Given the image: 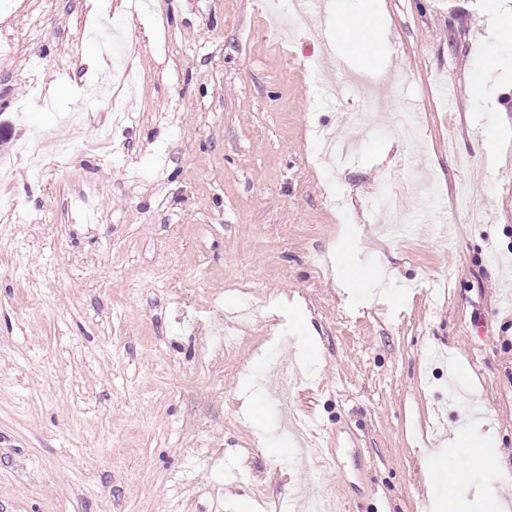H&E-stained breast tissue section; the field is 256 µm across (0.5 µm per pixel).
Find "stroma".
Instances as JSON below:
<instances>
[{"label":"stroma","mask_w":512,"mask_h":512,"mask_svg":"<svg viewBox=\"0 0 512 512\" xmlns=\"http://www.w3.org/2000/svg\"><path fill=\"white\" fill-rule=\"evenodd\" d=\"M150 2L112 0L119 123L83 93L99 0H0V512H306L340 477L297 465L281 361L292 410L369 458L363 512H429V453L461 464L472 416L512 475V46L472 99L486 0H340L380 17L371 73L316 6L275 38L289 0ZM38 139L65 158L32 166Z\"/></svg>","instance_id":"stroma-1"}]
</instances>
